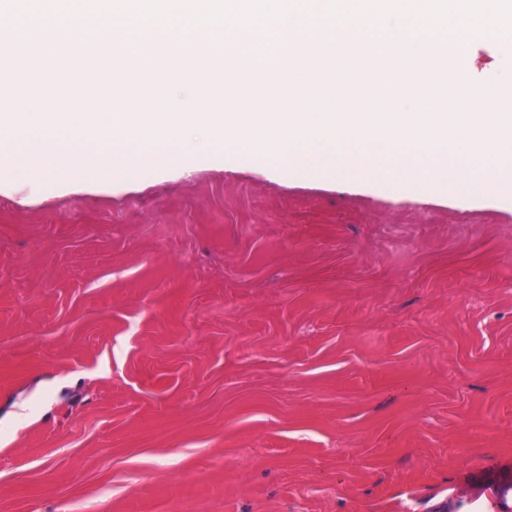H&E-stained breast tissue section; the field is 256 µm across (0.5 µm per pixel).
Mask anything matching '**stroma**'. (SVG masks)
Instances as JSON below:
<instances>
[{"mask_svg": "<svg viewBox=\"0 0 512 512\" xmlns=\"http://www.w3.org/2000/svg\"><path fill=\"white\" fill-rule=\"evenodd\" d=\"M474 84L512 49L471 45ZM512 198L227 139L86 186L0 168V512H504Z\"/></svg>", "mask_w": 512, "mask_h": 512, "instance_id": "obj_1", "label": "stroma"}]
</instances>
